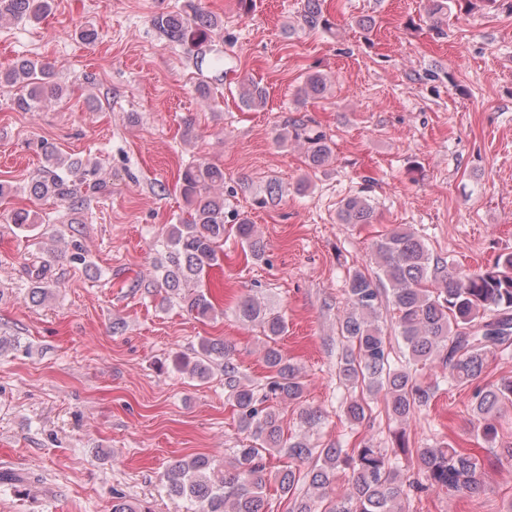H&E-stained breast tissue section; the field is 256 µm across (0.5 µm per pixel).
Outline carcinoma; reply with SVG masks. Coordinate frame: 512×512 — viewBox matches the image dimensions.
Returning a JSON list of instances; mask_svg holds the SVG:
<instances>
[{
	"label": "carcinoma",
	"instance_id": "obj_1",
	"mask_svg": "<svg viewBox=\"0 0 512 512\" xmlns=\"http://www.w3.org/2000/svg\"><path fill=\"white\" fill-rule=\"evenodd\" d=\"M434 27H442L458 0H429ZM325 0H304L300 26L308 30L332 28ZM51 9V0H0L1 21H36ZM154 29L168 42L187 46L196 67L224 79V57L211 55L223 37V19L206 10L202 0H184L181 7L151 19ZM15 87L12 101L20 112H35L46 99L62 98L49 63L20 59L0 70V85ZM327 83L322 74L309 73L297 90L299 99L322 97ZM267 93L259 84L241 82L240 103L246 109L265 105ZM281 142L305 146L308 166L317 170L332 156L326 133L302 119H292L279 134ZM44 160L32 177L30 192L51 197L77 210L83 206L82 190L99 192L104 182L97 164L70 158L49 143H40ZM224 184V169L196 160L179 170L176 190L188 206V217L172 224L165 249L161 285L179 297L188 312L200 317L216 314V298L203 288L210 269L224 259V197L212 190ZM375 209L364 195L340 201L341 224H370ZM243 258L262 251L248 218L236 222ZM370 262L376 271L355 269L345 283L348 308L338 317L341 354L336 376L344 387L343 412L357 425L373 415L371 403L382 398L388 419L406 423L427 407L440 387L463 386L480 377L489 357L512 356V253L498 255L485 268L457 272L453 263L434 256L422 238L398 228L374 244ZM46 269L31 275L29 295L39 302ZM396 311L395 332L402 341L396 348L380 324L383 311ZM239 317L263 328L267 342L262 361L266 370L259 385L247 381L232 358L233 348L204 340L190 368L201 381L210 378L211 364L224 360V394L237 412L243 433L240 447L220 469L205 455L173 464L165 474L168 496L188 503L187 512H266L264 492L275 481L280 496L288 499V512H405V504L429 492L475 497L481 494L485 461L456 448L452 442L412 448L405 431L392 434V447L379 448L370 439L348 448L341 442L317 448L303 434L284 437L278 407L298 405L299 426L312 430L324 418L321 411L303 404L305 383L299 367L282 354L277 338L286 328L282 314L262 307L254 299L238 301ZM512 402V379L478 388L472 398L475 437L493 444L494 417L504 403ZM287 459L272 474L267 458ZM410 459L416 472L403 468ZM350 471L353 493L340 500L330 497L339 470ZM306 484L311 493L296 494Z\"/></svg>",
	"mask_w": 512,
	"mask_h": 512
}]
</instances>
